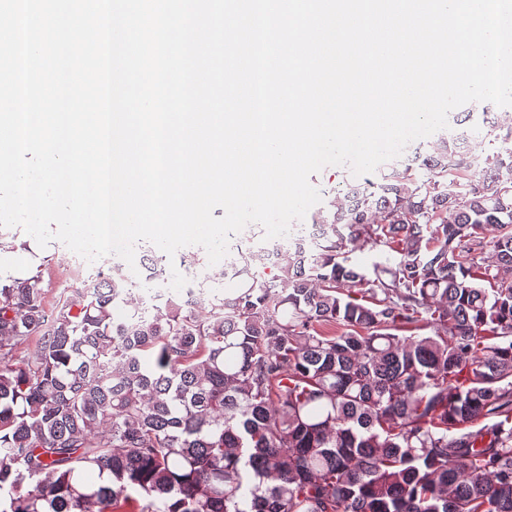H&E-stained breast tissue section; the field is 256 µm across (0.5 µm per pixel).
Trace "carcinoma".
Here are the masks:
<instances>
[{"label": "carcinoma", "mask_w": 512, "mask_h": 512, "mask_svg": "<svg viewBox=\"0 0 512 512\" xmlns=\"http://www.w3.org/2000/svg\"><path fill=\"white\" fill-rule=\"evenodd\" d=\"M475 143L324 191L273 265L229 243L206 296L0 283V512H512V113Z\"/></svg>", "instance_id": "obj_1"}]
</instances>
